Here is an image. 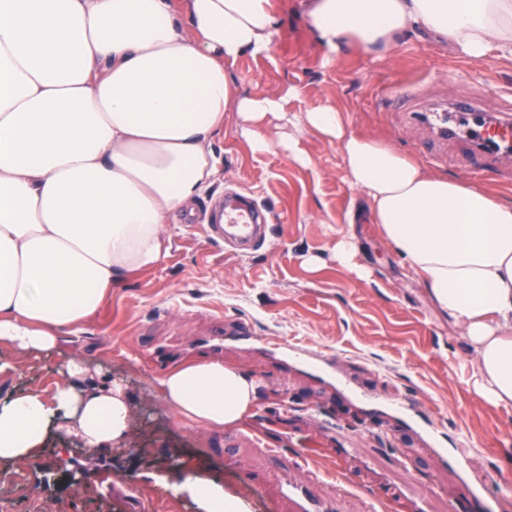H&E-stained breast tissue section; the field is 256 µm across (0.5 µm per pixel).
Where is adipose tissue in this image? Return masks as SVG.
Segmentation results:
<instances>
[{"mask_svg": "<svg viewBox=\"0 0 512 512\" xmlns=\"http://www.w3.org/2000/svg\"><path fill=\"white\" fill-rule=\"evenodd\" d=\"M329 56L387 54L429 35L479 60L512 59V0H306ZM269 0H0V340L53 350L112 286L168 252L171 213H193L219 173L213 148L236 112L253 152L283 97L240 95L231 66L268 52ZM297 123L338 145L348 183L393 250L467 337L478 395L512 402V203L425 170L350 133L332 107ZM66 364L51 395L0 404V462L36 457L51 435L88 453L125 447L132 405L117 382ZM158 391L180 418L241 421L258 398L248 372L216 360L172 365ZM199 512H240L224 487L185 471L173 483Z\"/></svg>", "mask_w": 512, "mask_h": 512, "instance_id": "1", "label": "adipose tissue"}]
</instances>
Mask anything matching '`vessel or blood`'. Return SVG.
<instances>
[{"instance_id": "vessel-or-blood-1", "label": "vessel or blood", "mask_w": 512, "mask_h": 512, "mask_svg": "<svg viewBox=\"0 0 512 512\" xmlns=\"http://www.w3.org/2000/svg\"><path fill=\"white\" fill-rule=\"evenodd\" d=\"M393 112H414L427 121L442 138L470 145L476 161L473 170L482 173V160L490 155V143L512 147V101L488 108L480 97L426 100L417 86H401L389 99ZM270 215L250 194L236 192L225 196L219 211L209 220L211 241L234 242L240 251L252 250L264 238ZM217 451L242 459L237 478L243 485L264 491L275 512H340L335 502L315 497L306 464L300 451L268 447L253 433L228 434L215 440Z\"/></svg>"}]
</instances>
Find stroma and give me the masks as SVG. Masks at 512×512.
<instances>
[{"label":"stroma","mask_w":512,"mask_h":512,"mask_svg":"<svg viewBox=\"0 0 512 512\" xmlns=\"http://www.w3.org/2000/svg\"><path fill=\"white\" fill-rule=\"evenodd\" d=\"M276 35L268 53L246 55L234 67L239 91L287 96L288 114L332 106L350 132L387 143L429 172L478 187L512 203V158L473 180L463 146L437 143L408 112L386 100L404 81L428 93L485 92L488 103L512 100V60H472L429 36L403 37L391 54L345 49L326 62L310 33L301 0H271ZM297 89L288 97V89ZM270 151L258 154L242 136L236 113H226L215 152L221 173L195 211L224 194H252L270 213L264 245L243 253L207 239L202 227L170 218L171 244L152 269L114 285L103 305L79 327L62 333L48 353H17L0 342V402L51 392L73 357L97 382H121L132 403L126 449L89 455L69 451L57 464L58 438L21 464L1 463L0 480L22 477L32 501L12 512H197L189 498L156 482L191 468L220 482L242 512H272L261 492L241 485L234 461L213 455V429L179 419L160 398L159 378L175 363L201 358V337L224 334L225 363L252 374L258 400L239 426L287 449L308 451L324 472L317 492L344 497L347 512H368L371 491L393 498L391 512H448L488 480L512 484V403L495 405L476 393L480 374L470 344L435 306L417 277L375 224L363 196L345 179L340 151L317 132L268 117ZM298 141L310 157H289L282 138ZM354 238L351 265L336 260L341 236ZM365 269L357 277L354 266ZM255 336L234 338L238 322ZM334 355L323 371L317 358ZM438 414L448 438L464 434L472 448L465 469L439 471V444L421 422ZM82 472L80 491L67 473Z\"/></svg>","instance_id":"1"}]
</instances>
